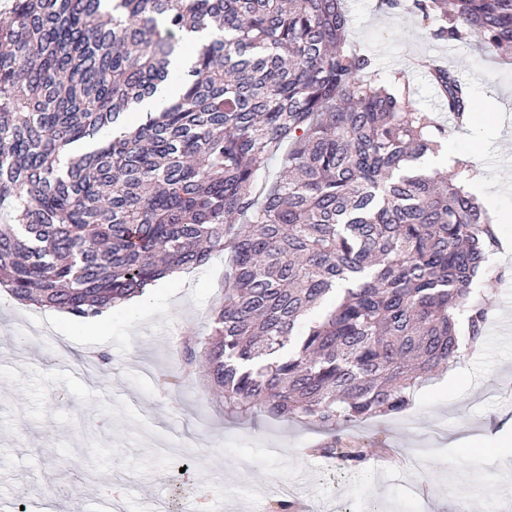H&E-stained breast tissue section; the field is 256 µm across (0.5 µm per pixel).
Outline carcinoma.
Here are the masks:
<instances>
[{
  "mask_svg": "<svg viewBox=\"0 0 512 512\" xmlns=\"http://www.w3.org/2000/svg\"><path fill=\"white\" fill-rule=\"evenodd\" d=\"M435 41L512 49V0H388ZM344 0H12L0 25V285L91 320L230 255L211 341L184 336L233 412L323 428L405 410L485 336L494 224L474 170L412 173L445 130L377 78ZM207 35L198 47L196 34ZM191 56L172 72L171 60ZM457 125L476 111L429 69ZM177 92L138 121L161 87ZM281 157L276 180L262 178ZM321 452L361 462L365 448Z\"/></svg>",
  "mask_w": 512,
  "mask_h": 512,
  "instance_id": "carcinoma-1",
  "label": "carcinoma"
}]
</instances>
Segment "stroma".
Instances as JSON below:
<instances>
[{"instance_id":"35a3bbf8","label":"stroma","mask_w":512,"mask_h":512,"mask_svg":"<svg viewBox=\"0 0 512 512\" xmlns=\"http://www.w3.org/2000/svg\"><path fill=\"white\" fill-rule=\"evenodd\" d=\"M350 37L370 47L381 76L403 74L417 107L447 131L428 171L473 165L498 183L493 211L512 210V57L475 43L433 42L410 13L384 0H347ZM421 57L470 86L482 118L462 134L436 96ZM223 253L152 287L136 313L113 309L94 335L75 317L19 304L0 292V503L40 512H90L118 489L123 512H179L189 495L207 512H268L285 496L304 512H512V275L485 281L491 310L480 353L431 375L405 412L334 432L264 413L228 415L206 372L178 391L172 340L209 337L224 293ZM97 348L111 362L86 364ZM111 428H101L103 418ZM368 449L359 465L320 455L328 442ZM186 474H179L180 466Z\"/></svg>"}]
</instances>
